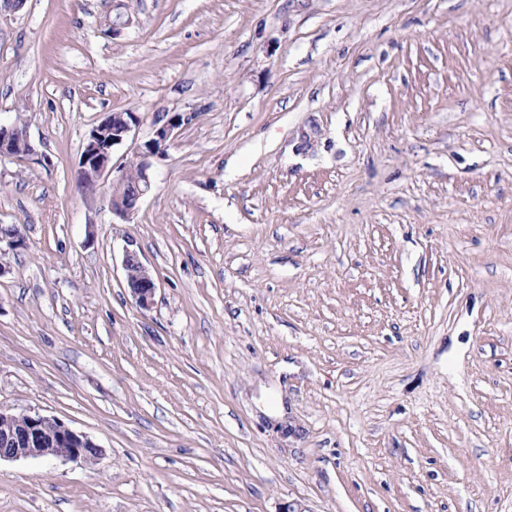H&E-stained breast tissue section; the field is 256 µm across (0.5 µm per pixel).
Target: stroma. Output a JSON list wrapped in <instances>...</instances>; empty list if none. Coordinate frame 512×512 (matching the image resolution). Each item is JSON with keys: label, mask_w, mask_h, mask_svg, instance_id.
<instances>
[{"label": "stroma", "mask_w": 512, "mask_h": 512, "mask_svg": "<svg viewBox=\"0 0 512 512\" xmlns=\"http://www.w3.org/2000/svg\"><path fill=\"white\" fill-rule=\"evenodd\" d=\"M125 2L0 12V407L102 449L0 512H512V0ZM191 108L129 220L80 186ZM0 154L26 159L36 155L27 126L0 124ZM125 281L132 298L140 309L149 310L154 303L156 282L152 272L134 250H125L123 256Z\"/></svg>", "instance_id": "stroma-1"}]
</instances>
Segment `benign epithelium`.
Wrapping results in <instances>:
<instances>
[{
	"label": "benign epithelium",
	"instance_id": "1",
	"mask_svg": "<svg viewBox=\"0 0 512 512\" xmlns=\"http://www.w3.org/2000/svg\"><path fill=\"white\" fill-rule=\"evenodd\" d=\"M132 24L131 14L116 6L115 13L106 19L107 32L121 35ZM183 113L174 112L162 121H155L152 135L129 149L131 158L140 166V183L132 194L123 193L128 167L112 164L114 151L134 140V129L140 118L133 112H113L92 127L85 139L79 159L81 181L91 187L110 179L112 214L123 220L133 215L142 199L150 192V169L166 155L175 130L183 125ZM0 154L29 159L36 155L27 126L0 124ZM23 234L18 226L5 233L0 230V254L15 252L22 247ZM125 281L139 308L148 310L154 303L156 282L152 272L134 250L123 256ZM101 447L88 435L66 425L55 417L37 411L13 413L0 408V461L29 458L96 461Z\"/></svg>",
	"mask_w": 512,
	"mask_h": 512
}]
</instances>
